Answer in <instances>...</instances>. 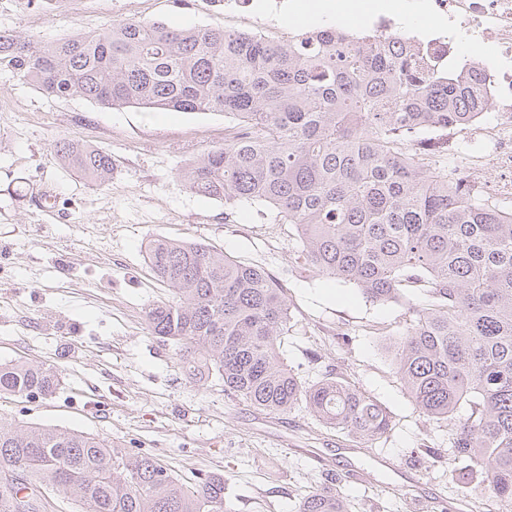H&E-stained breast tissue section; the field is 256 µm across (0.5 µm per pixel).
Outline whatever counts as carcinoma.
<instances>
[{"label": "carcinoma", "mask_w": 512, "mask_h": 512, "mask_svg": "<svg viewBox=\"0 0 512 512\" xmlns=\"http://www.w3.org/2000/svg\"><path fill=\"white\" fill-rule=\"evenodd\" d=\"M48 96L110 108L229 118L224 145L180 171L193 193L227 205L263 203L294 224L310 270L355 284L413 319L395 347L398 374L421 413L451 421V453L477 463L483 491L512 509V210L492 207L414 148L423 130L469 125L490 103L461 71L430 76L411 49L334 28L271 43L213 27L146 19L51 44L0 31V67ZM59 160L94 185L112 183V156L58 137ZM147 260L173 291L146 313L173 342L188 378L217 376L224 393L270 412L303 404L331 428L376 439L389 427L377 401L329 373L302 383L279 356L288 300L264 271L205 243L156 235ZM430 285L419 309L404 290ZM62 374L0 363V395H53ZM78 512H227L224 476L193 484L160 460L84 432L0 420V512H46L50 494ZM297 512H351L333 478Z\"/></svg>", "instance_id": "1"}]
</instances>
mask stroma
<instances>
[{
    "instance_id": "1",
    "label": "stroma",
    "mask_w": 512,
    "mask_h": 512,
    "mask_svg": "<svg viewBox=\"0 0 512 512\" xmlns=\"http://www.w3.org/2000/svg\"><path fill=\"white\" fill-rule=\"evenodd\" d=\"M141 18L174 28L254 32L222 0H0V31L34 43ZM228 118L49 97L0 68V363L60 370L50 397H0V420L66 427L159 459L185 481L224 477L230 512H296L323 478L341 480L352 512H503L463 485L447 422L424 417L400 379L394 348L410 314L352 283L308 269L295 225L260 204L192 193L179 172L224 143ZM84 141L114 160L112 183L65 167L51 142ZM51 193L43 210V193ZM203 242L266 272L289 304L279 348L305 384L331 373L379 402V439L337 431L304 406L272 414L184 375L178 348L151 336L146 312L169 297L149 268L150 236ZM420 483L415 505L409 479Z\"/></svg>"
}]
</instances>
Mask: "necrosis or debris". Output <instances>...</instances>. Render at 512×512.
<instances>
[{"mask_svg": "<svg viewBox=\"0 0 512 512\" xmlns=\"http://www.w3.org/2000/svg\"><path fill=\"white\" fill-rule=\"evenodd\" d=\"M367 22L388 47L407 41L431 71L469 62L474 51L487 49L483 62L471 65L470 80L501 118L475 122L473 129L493 148L495 160L469 157L463 180L478 181L491 197L512 195V0H405L404 10L377 9Z\"/></svg>", "mask_w": 512, "mask_h": 512, "instance_id": "4bbe7bcc", "label": "necrosis or debris"}]
</instances>
